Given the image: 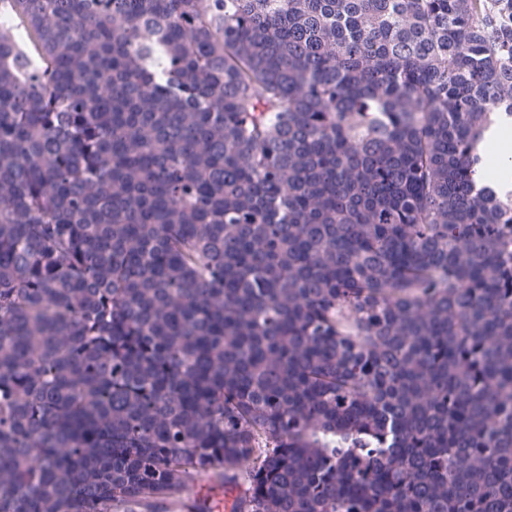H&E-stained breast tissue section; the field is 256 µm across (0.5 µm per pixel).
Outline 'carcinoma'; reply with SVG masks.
I'll return each instance as SVG.
<instances>
[{
	"label": "carcinoma",
	"instance_id": "1",
	"mask_svg": "<svg viewBox=\"0 0 512 512\" xmlns=\"http://www.w3.org/2000/svg\"><path fill=\"white\" fill-rule=\"evenodd\" d=\"M512 0H0V512H512ZM237 495V489L224 488L222 482L213 481L197 489L178 508L185 512H231Z\"/></svg>",
	"mask_w": 512,
	"mask_h": 512
}]
</instances>
